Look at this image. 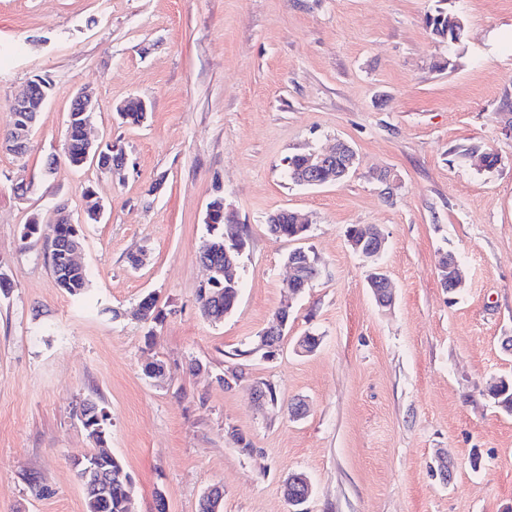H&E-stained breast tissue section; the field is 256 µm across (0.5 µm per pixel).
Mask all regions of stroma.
<instances>
[{"label": "stroma", "instance_id": "obj_1", "mask_svg": "<svg viewBox=\"0 0 512 512\" xmlns=\"http://www.w3.org/2000/svg\"><path fill=\"white\" fill-rule=\"evenodd\" d=\"M442 4L465 22L452 45L425 24ZM44 74L53 87L28 152L0 146V512H86L71 467L95 448L73 413L84 400L108 414L134 512H155L159 492L167 512H198L215 486L222 512H293L281 485L294 473L313 486L307 512H512V413L486 392L512 375V0H0V133L10 100ZM84 88L91 138L123 150L118 174L65 158ZM131 97L149 105L138 126L115 112ZM339 140L359 158L347 180L289 182L290 157ZM470 145L501 165L474 168L457 154ZM380 169L398 177L392 197L371 177ZM91 196L106 207L97 223ZM218 196L247 245L237 307L214 323L197 292ZM59 206L83 241L78 296L59 288L45 233L22 235ZM284 209L309 218L305 238L270 233ZM358 224L386 237L390 308L347 243ZM298 248L318 274L268 355L258 337ZM446 252L461 258L463 292L441 286ZM132 253L146 257L135 269ZM149 294L156 322L135 316ZM308 333L319 347L298 352ZM155 361L162 377L145 373ZM230 368L243 378L227 389ZM256 381L274 403L253 404ZM440 452L447 486L431 475Z\"/></svg>", "mask_w": 512, "mask_h": 512}]
</instances>
